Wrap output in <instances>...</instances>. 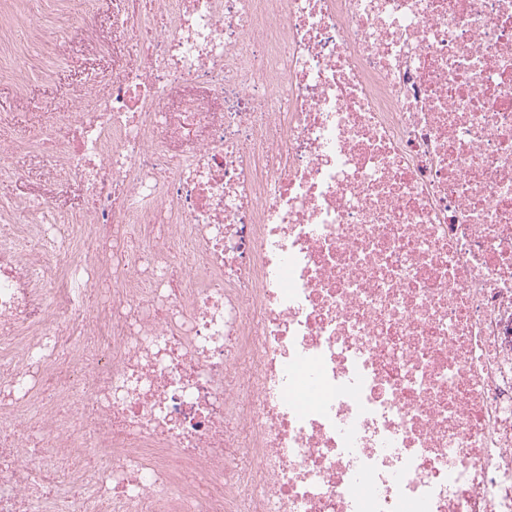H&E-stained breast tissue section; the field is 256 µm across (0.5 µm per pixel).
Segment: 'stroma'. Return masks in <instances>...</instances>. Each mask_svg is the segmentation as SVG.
I'll use <instances>...</instances> for the list:
<instances>
[{
	"instance_id": "1",
	"label": "stroma",
	"mask_w": 512,
	"mask_h": 512,
	"mask_svg": "<svg viewBox=\"0 0 512 512\" xmlns=\"http://www.w3.org/2000/svg\"><path fill=\"white\" fill-rule=\"evenodd\" d=\"M34 8L42 13L55 11L60 17L76 15L82 22L54 24L56 38L31 50L27 63L34 75L26 99H17L10 83L0 79V113L8 116L0 135L6 137H31L71 112L72 91L78 86L90 83L98 91H107L113 76L140 51L136 41L115 33L114 0H36ZM85 22L97 28L101 45L84 41L81 25ZM14 193L27 194L39 207L46 203L54 206L72 223L78 221L89 201L83 183L55 187L47 159L28 151L0 164V200Z\"/></svg>"
}]
</instances>
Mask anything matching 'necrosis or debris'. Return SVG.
Here are the masks:
<instances>
[{"mask_svg": "<svg viewBox=\"0 0 512 512\" xmlns=\"http://www.w3.org/2000/svg\"><path fill=\"white\" fill-rule=\"evenodd\" d=\"M157 4L0 137V512H512V0ZM12 193H26L35 200L38 208L44 203L61 211L75 224L89 201L83 183L73 182L64 188H56L49 174L48 160L37 152L24 151L1 165L0 203Z\"/></svg>", "mask_w": 512, "mask_h": 512, "instance_id": "necrosis-or-debris-1", "label": "necrosis or debris"}]
</instances>
